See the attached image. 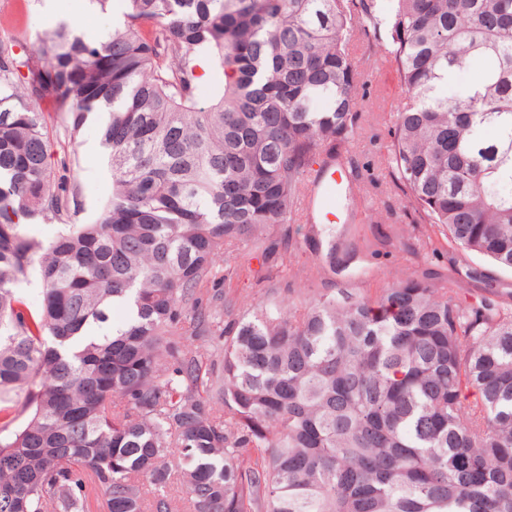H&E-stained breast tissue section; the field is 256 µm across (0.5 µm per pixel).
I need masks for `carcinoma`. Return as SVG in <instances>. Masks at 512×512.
Returning a JSON list of instances; mask_svg holds the SVG:
<instances>
[{
    "label": "carcinoma",
    "instance_id": "1",
    "mask_svg": "<svg viewBox=\"0 0 512 512\" xmlns=\"http://www.w3.org/2000/svg\"><path fill=\"white\" fill-rule=\"evenodd\" d=\"M125 2L106 36L0 42V512H88L92 491L173 512L174 489L182 512H512V305L493 285L471 303L425 269L228 321L209 295L218 262L292 247L309 186L350 152L356 39L407 98L388 175L448 244L511 271L512 0H397L385 20L376 0ZM45 100L71 136L108 115L112 191L83 224ZM33 266L37 306L18 291Z\"/></svg>",
    "mask_w": 512,
    "mask_h": 512
}]
</instances>
